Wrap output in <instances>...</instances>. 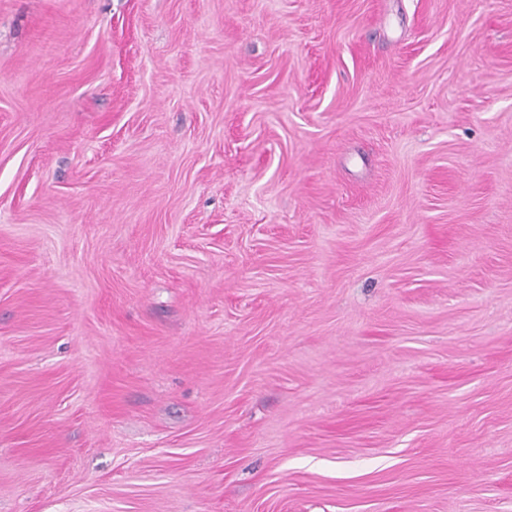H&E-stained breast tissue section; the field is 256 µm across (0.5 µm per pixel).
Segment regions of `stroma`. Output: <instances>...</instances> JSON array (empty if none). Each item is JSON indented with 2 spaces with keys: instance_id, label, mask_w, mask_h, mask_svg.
<instances>
[{
  "instance_id": "obj_1",
  "label": "stroma",
  "mask_w": 512,
  "mask_h": 512,
  "mask_svg": "<svg viewBox=\"0 0 512 512\" xmlns=\"http://www.w3.org/2000/svg\"><path fill=\"white\" fill-rule=\"evenodd\" d=\"M0 512H512V0H0Z\"/></svg>"
}]
</instances>
